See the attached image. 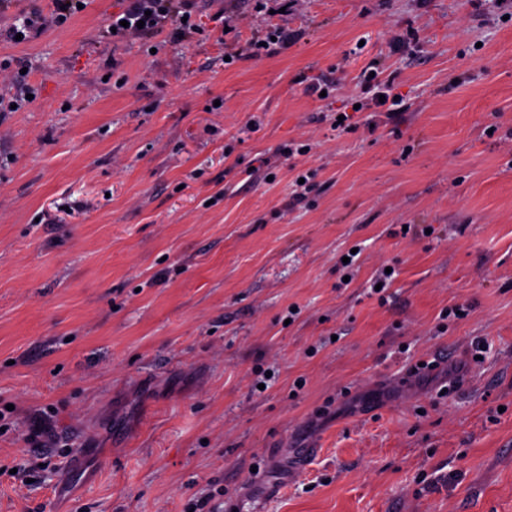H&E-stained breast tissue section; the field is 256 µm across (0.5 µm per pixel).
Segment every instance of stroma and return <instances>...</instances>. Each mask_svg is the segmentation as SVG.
<instances>
[{
    "instance_id": "35a3bbf8",
    "label": "stroma",
    "mask_w": 512,
    "mask_h": 512,
    "mask_svg": "<svg viewBox=\"0 0 512 512\" xmlns=\"http://www.w3.org/2000/svg\"><path fill=\"white\" fill-rule=\"evenodd\" d=\"M84 2L0 0V512H512V0ZM373 62L406 112L331 131ZM80 2H83V0H55L54 12L51 14L50 18L47 19L41 14H35L34 18L31 20V29L41 27L47 23L58 26L63 25L75 11L81 9L78 8V4H81ZM174 0H132L128 7L121 13L112 15L106 26V32L112 38L126 39L156 33L161 30L162 24L173 10ZM145 11H151L149 17ZM126 20L128 27L120 25V21ZM144 21L143 28H138L137 22ZM116 28V33L112 29Z\"/></svg>"
}]
</instances>
